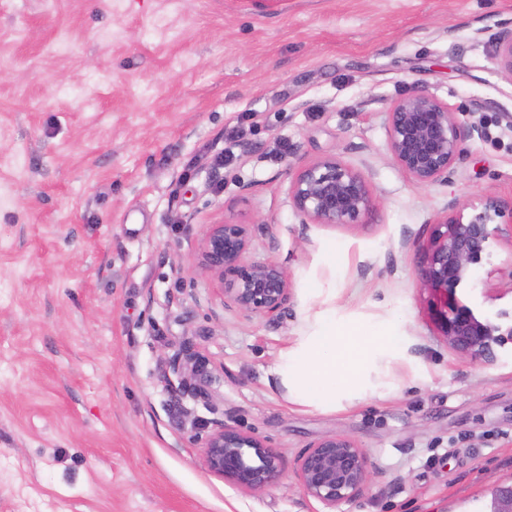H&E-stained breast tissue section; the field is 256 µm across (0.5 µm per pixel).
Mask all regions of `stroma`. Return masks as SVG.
Wrapping results in <instances>:
<instances>
[{
    "instance_id": "obj_1",
    "label": "stroma",
    "mask_w": 512,
    "mask_h": 512,
    "mask_svg": "<svg viewBox=\"0 0 512 512\" xmlns=\"http://www.w3.org/2000/svg\"><path fill=\"white\" fill-rule=\"evenodd\" d=\"M511 28L512 0H0V512H322L288 471L262 494L207 472L226 415L287 467L355 438L376 471L337 512H490L512 483V346L455 354L417 272L447 204L512 196ZM414 85L485 126L428 186L387 149ZM327 155L368 181L370 223H302L290 182ZM229 218L290 276L277 322L198 266ZM511 258L492 244L457 300L512 314ZM319 317L384 342L374 394L289 400L274 366ZM187 347L206 377L166 376Z\"/></svg>"
}]
</instances>
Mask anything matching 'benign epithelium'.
Returning a JSON list of instances; mask_svg holds the SVG:
<instances>
[{
	"label": "benign epithelium",
	"instance_id": "obj_1",
	"mask_svg": "<svg viewBox=\"0 0 512 512\" xmlns=\"http://www.w3.org/2000/svg\"><path fill=\"white\" fill-rule=\"evenodd\" d=\"M501 67L512 75V30L497 39ZM388 149L394 163L415 184L448 180V172L463 154L468 139L483 137L480 121L466 123L448 105L423 88L411 87L386 116ZM289 196L304 224H359L371 220L377 200L365 177L334 156L299 167ZM254 224L228 219L209 224L198 245L200 268L227 307L273 320L290 301L291 282L276 261L251 258ZM512 250V199L488 197L471 211L447 205L432 222V232L419 272V286L443 303L442 336L456 353L492 364L498 349L512 343V323L480 318L455 299V289L471 277L475 265L493 242ZM206 371V359L189 350L174 355L169 369L187 366ZM202 463L212 476L246 492L262 493L283 476L281 456L267 441L247 432L228 416L211 422L202 447ZM369 453L348 435L335 434L306 446L292 476L305 496L326 512L363 497L369 489ZM491 512H512V485L493 490Z\"/></svg>",
	"mask_w": 512,
	"mask_h": 512
}]
</instances>
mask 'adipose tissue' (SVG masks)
I'll use <instances>...</instances> for the list:
<instances>
[{
    "label": "adipose tissue",
    "mask_w": 512,
    "mask_h": 512,
    "mask_svg": "<svg viewBox=\"0 0 512 512\" xmlns=\"http://www.w3.org/2000/svg\"><path fill=\"white\" fill-rule=\"evenodd\" d=\"M373 348V341L359 332L323 320L314 333L282 355L276 372L296 403L332 406L366 388Z\"/></svg>",
    "instance_id": "obj_1"
}]
</instances>
